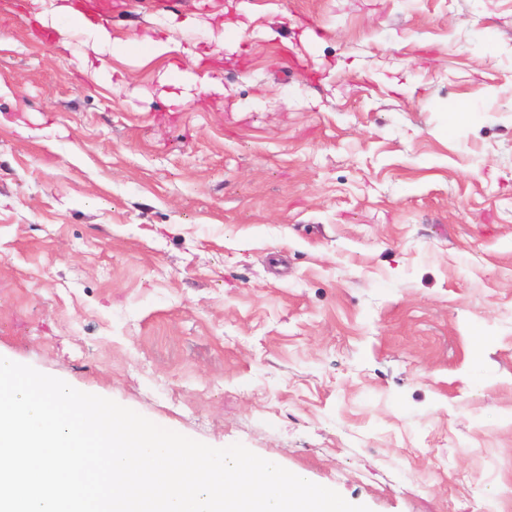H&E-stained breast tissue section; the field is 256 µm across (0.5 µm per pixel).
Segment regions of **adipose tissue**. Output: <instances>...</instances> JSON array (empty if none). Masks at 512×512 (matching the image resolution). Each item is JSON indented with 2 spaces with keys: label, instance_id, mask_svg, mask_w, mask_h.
<instances>
[{
  "label": "adipose tissue",
  "instance_id": "ef3b65f1",
  "mask_svg": "<svg viewBox=\"0 0 512 512\" xmlns=\"http://www.w3.org/2000/svg\"><path fill=\"white\" fill-rule=\"evenodd\" d=\"M32 14L40 26L48 24L63 25L68 31L80 33L91 42L96 53L111 55L126 54L138 46H145L152 55L160 56L169 52L167 42L150 38L138 41H115L112 32L105 25L93 20L85 11L71 4L70 0H55L54 4H46L45 0H31Z\"/></svg>",
  "mask_w": 512,
  "mask_h": 512
}]
</instances>
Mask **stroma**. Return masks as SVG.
Segmentation results:
<instances>
[{
  "mask_svg": "<svg viewBox=\"0 0 512 512\" xmlns=\"http://www.w3.org/2000/svg\"><path fill=\"white\" fill-rule=\"evenodd\" d=\"M80 2L174 49L92 79L0 0V355L370 512H512V0Z\"/></svg>",
  "mask_w": 512,
  "mask_h": 512,
  "instance_id": "stroma-1",
  "label": "stroma"
}]
</instances>
